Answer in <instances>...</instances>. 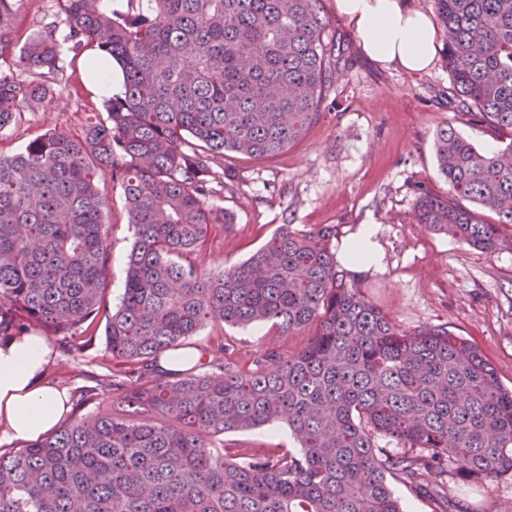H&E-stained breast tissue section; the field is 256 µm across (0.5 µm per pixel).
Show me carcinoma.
I'll return each instance as SVG.
<instances>
[{"mask_svg":"<svg viewBox=\"0 0 512 512\" xmlns=\"http://www.w3.org/2000/svg\"><path fill=\"white\" fill-rule=\"evenodd\" d=\"M16 2L0 0V55ZM55 2L74 46L117 64L123 90L83 135L0 152V341L36 330L82 355L102 324L105 351L70 418L0 450V512H403L392 479L425 495L512 473V390L467 340L402 330L365 299L336 264V225L282 224L221 270L191 260L230 220L206 204L212 166L228 153L272 159L320 118L333 78L321 0ZM435 4L452 96L512 134V0ZM19 58L32 79L0 70V131L64 68L52 29ZM434 150L448 192L420 191V223L511 250L512 140L483 153L446 125ZM108 178L135 235L114 308ZM265 322L305 344L242 366L222 335L193 342L208 327ZM190 347L200 363L162 369ZM106 393L114 411L82 414ZM277 422L296 450L224 448L226 433Z\"/></svg>","mask_w":512,"mask_h":512,"instance_id":"cac0c4a2","label":"carcinoma"}]
</instances>
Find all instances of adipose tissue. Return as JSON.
<instances>
[{
	"label": "adipose tissue",
	"mask_w": 512,
	"mask_h": 512,
	"mask_svg": "<svg viewBox=\"0 0 512 512\" xmlns=\"http://www.w3.org/2000/svg\"><path fill=\"white\" fill-rule=\"evenodd\" d=\"M363 52L380 64L427 70L438 49L431 16L407 0H336ZM52 346L36 333L0 343V437L30 441L50 432L69 410L65 390L44 380Z\"/></svg>",
	"instance_id": "1"
}]
</instances>
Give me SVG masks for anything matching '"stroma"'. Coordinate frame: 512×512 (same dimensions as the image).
<instances>
[{"label": "stroma", "instance_id": "35a3bbf8", "mask_svg": "<svg viewBox=\"0 0 512 512\" xmlns=\"http://www.w3.org/2000/svg\"><path fill=\"white\" fill-rule=\"evenodd\" d=\"M322 7L339 54V74L322 115L299 143L274 159L230 154L215 166L207 203L224 209L232 222L216 230L197 260L209 267L239 264L282 224L336 225L341 251L362 225H374L376 261L346 266L356 288L401 329L439 325L467 339L511 389L512 251L486 253L416 219L418 186L438 193L448 189L437 172V129L454 126L486 153L502 148L503 137L461 116L443 57L424 72L380 66L362 52L335 0H322ZM17 8L15 42L48 28L65 36L55 0H19ZM96 55L90 47L77 52L55 93L24 107L21 121L0 131V152H18L49 132L77 134L92 119H105L106 95L86 66ZM100 191L107 200L111 254L107 296L114 304L123 293L134 229L121 187L108 180ZM224 336L244 363L273 346L293 352L305 343L304 335L285 336L267 324L228 326ZM90 372L86 358L73 361L59 352L47 365L45 379L71 392L88 384ZM224 444L229 449L291 448L295 441L278 423L225 434ZM439 506L442 512H512V475L449 483Z\"/></svg>", "mask_w": 512, "mask_h": 512}]
</instances>
